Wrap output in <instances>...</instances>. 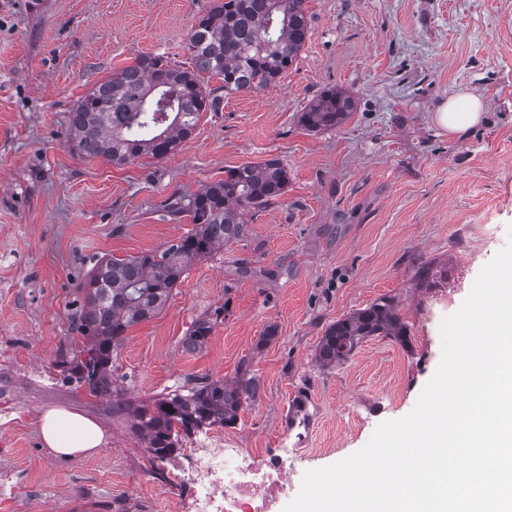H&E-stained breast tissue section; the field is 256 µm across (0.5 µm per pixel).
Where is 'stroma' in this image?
<instances>
[{
	"label": "stroma",
	"mask_w": 512,
	"mask_h": 512,
	"mask_svg": "<svg viewBox=\"0 0 512 512\" xmlns=\"http://www.w3.org/2000/svg\"><path fill=\"white\" fill-rule=\"evenodd\" d=\"M214 0H0V512H67L73 496L106 512H183L173 469L221 439L298 473L334 464L379 424L406 416L442 357L440 326L469 295L512 224V0H307L296 62L264 91L223 95L174 154L124 165L65 143L69 111L141 54L187 62L188 34ZM329 88L357 108L336 128L298 121ZM480 98V123L451 133L448 97ZM279 159L285 194L247 215V232L196 262L163 310L112 354L132 402L200 377L259 384L234 425L151 461L111 398L63 384L54 363L79 349L72 302L96 260L163 249L191 231L163 202L225 170ZM431 265L434 277L416 272ZM391 298L410 347L374 336L336 368L315 366L326 328ZM217 315L208 344L184 346ZM271 341H263L267 327ZM80 412L104 430L80 459L48 448L44 411ZM217 319V315L215 320L211 316L196 319L189 328L188 336H185L186 347L194 350L202 348L211 336Z\"/></svg>",
	"instance_id": "1"
}]
</instances>
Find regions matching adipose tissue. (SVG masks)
I'll return each mask as SVG.
<instances>
[{
    "label": "adipose tissue",
    "mask_w": 512,
    "mask_h": 512,
    "mask_svg": "<svg viewBox=\"0 0 512 512\" xmlns=\"http://www.w3.org/2000/svg\"><path fill=\"white\" fill-rule=\"evenodd\" d=\"M482 103L469 93H459L443 102L434 114L436 122L450 132L477 125ZM39 430L44 443L55 452L75 458L92 454L104 442L100 426L90 418L63 409L43 413Z\"/></svg>",
    "instance_id": "adipose-tissue-1"
}]
</instances>
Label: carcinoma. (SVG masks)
I'll return each mask as SVG.
<instances>
[{
	"label": "carcinoma",
	"instance_id": "carcinoma-1",
	"mask_svg": "<svg viewBox=\"0 0 512 512\" xmlns=\"http://www.w3.org/2000/svg\"><path fill=\"white\" fill-rule=\"evenodd\" d=\"M306 2L218 0L191 28L190 66L146 54L95 84L70 111L67 146L81 157H102L116 165L142 155L167 157L191 136L200 113L220 104L216 90L205 88L204 76L222 79L227 93L262 90L293 65L308 33ZM354 108V97L329 89L300 113L299 123L312 131L331 129ZM287 184L288 172L277 159L236 167L194 194H174L165 201L169 219L190 217L193 232L159 252L97 260L73 315L83 346L77 352L61 351L57 366L62 381L84 387L92 396L110 393L112 352L124 333L160 313L189 268L244 236L245 213L281 198ZM215 325L210 316L196 319L184 339L186 347L202 348ZM372 336L408 343L406 326L388 298L330 325L317 345L315 363L333 368ZM257 390L254 378L244 374L232 386L201 377L160 394L149 405L117 401L112 412L129 414L130 427L144 440L146 452L164 461L183 438L235 424L243 396L253 398Z\"/></svg>",
	"mask_w": 512,
	"mask_h": 512
}]
</instances>
